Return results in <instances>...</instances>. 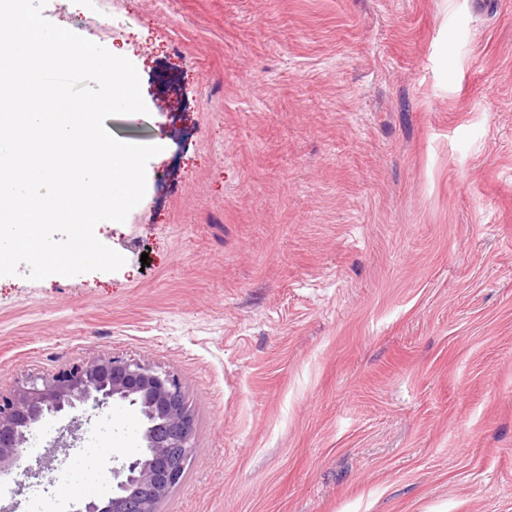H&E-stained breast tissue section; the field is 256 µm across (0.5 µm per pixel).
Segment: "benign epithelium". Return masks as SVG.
<instances>
[{"instance_id":"7a95c632","label":"benign epithelium","mask_w":512,"mask_h":512,"mask_svg":"<svg viewBox=\"0 0 512 512\" xmlns=\"http://www.w3.org/2000/svg\"><path fill=\"white\" fill-rule=\"evenodd\" d=\"M114 401L138 413L143 452L112 470L110 497L83 499L73 512H159L194 455L196 419L180 377L135 358L112 355L74 363L30 375L0 392V478L42 477L43 466L25 467L22 459L30 433L46 418L86 406L102 410Z\"/></svg>"}]
</instances>
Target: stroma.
<instances>
[{"label":"stroma","mask_w":512,"mask_h":512,"mask_svg":"<svg viewBox=\"0 0 512 512\" xmlns=\"http://www.w3.org/2000/svg\"><path fill=\"white\" fill-rule=\"evenodd\" d=\"M136 67L160 146L118 271L0 276V390L123 355L178 374L194 458L160 512H512V0H47ZM139 445L117 403L29 437L69 512Z\"/></svg>","instance_id":"35a3bbf8"}]
</instances>
